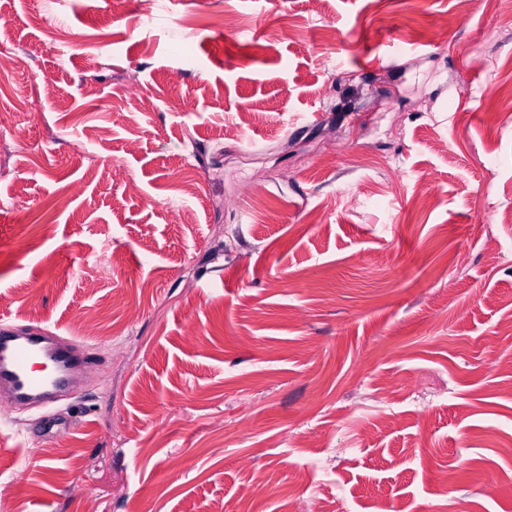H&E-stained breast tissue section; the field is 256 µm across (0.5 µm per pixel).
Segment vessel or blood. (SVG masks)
<instances>
[{"label": "vessel or blood", "mask_w": 512, "mask_h": 512, "mask_svg": "<svg viewBox=\"0 0 512 512\" xmlns=\"http://www.w3.org/2000/svg\"><path fill=\"white\" fill-rule=\"evenodd\" d=\"M74 362L67 341L57 334H21L0 324V388L23 398H44L65 383Z\"/></svg>", "instance_id": "1"}]
</instances>
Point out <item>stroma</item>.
<instances>
[{
    "instance_id": "stroma-1",
    "label": "stroma",
    "mask_w": 512,
    "mask_h": 512,
    "mask_svg": "<svg viewBox=\"0 0 512 512\" xmlns=\"http://www.w3.org/2000/svg\"><path fill=\"white\" fill-rule=\"evenodd\" d=\"M0 52V323L90 361L0 393V512H512V0H0Z\"/></svg>"
}]
</instances>
